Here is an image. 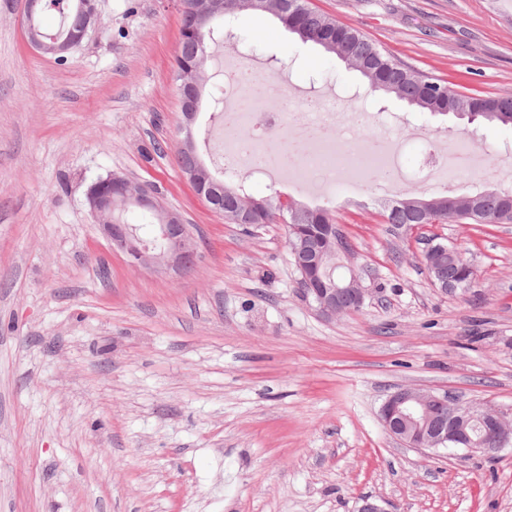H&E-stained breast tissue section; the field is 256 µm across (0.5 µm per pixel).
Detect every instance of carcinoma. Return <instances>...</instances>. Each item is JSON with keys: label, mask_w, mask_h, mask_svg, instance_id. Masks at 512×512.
<instances>
[{"label": "carcinoma", "mask_w": 512, "mask_h": 512, "mask_svg": "<svg viewBox=\"0 0 512 512\" xmlns=\"http://www.w3.org/2000/svg\"><path fill=\"white\" fill-rule=\"evenodd\" d=\"M260 15L274 17L286 30L303 42L324 47L321 40L333 42L337 49L328 51L366 79L370 91H382L422 112L453 114L470 124L500 123L512 126V96H480L443 91L445 82L402 67L383 49L355 29L339 24L333 18L311 6L309 0H261ZM74 0H43V10H55L61 25L47 38H62L78 22ZM249 7L248 0H224V13L216 16L211 29L198 33L189 20H182L181 41L176 57L177 74L196 73L201 76L211 44L223 42L224 32L240 9ZM223 213L229 224H292L295 211L302 212L297 224L301 232L322 242L328 253H334L329 227L336 223L335 214L326 208L304 206L291 198L275 195L240 203L243 189L224 183ZM455 205L454 213L464 224H512V193L481 192L469 196H400L388 202L382 210L387 224H433L448 214V202Z\"/></svg>", "instance_id": "cac0c4a2"}]
</instances>
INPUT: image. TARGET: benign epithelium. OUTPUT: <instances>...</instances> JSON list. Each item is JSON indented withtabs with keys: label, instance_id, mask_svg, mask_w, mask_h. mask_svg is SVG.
I'll return each mask as SVG.
<instances>
[{
	"label": "benign epithelium",
	"instance_id": "1",
	"mask_svg": "<svg viewBox=\"0 0 512 512\" xmlns=\"http://www.w3.org/2000/svg\"><path fill=\"white\" fill-rule=\"evenodd\" d=\"M181 16H194L198 26L204 27L216 15L224 12V0H177ZM41 10V0H25V27L29 46L38 53L64 56L80 46L100 21L97 0H82L80 23L68 38L51 44L35 23ZM112 177L94 183L87 193L90 212L99 217L98 228L112 250L123 254L132 267L180 274L192 267L198 255V245L181 215L164 209V222L154 225L153 236L145 239L130 230L126 224H114L106 213L105 188ZM129 192L124 197L126 206L160 208L155 192L142 183L128 180ZM366 289L355 273L343 277L338 284L327 288H313L306 296L317 311L334 317L349 307L362 308ZM380 421L394 439L419 450L446 449L448 445L480 444L485 450L497 451L512 443V424L492 408L479 410L463 408L446 395L402 388L389 395L380 408ZM478 422L487 427L486 434L475 441L466 427Z\"/></svg>",
	"mask_w": 512,
	"mask_h": 512
}]
</instances>
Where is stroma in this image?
I'll use <instances>...</instances> for the list:
<instances>
[{
  "mask_svg": "<svg viewBox=\"0 0 512 512\" xmlns=\"http://www.w3.org/2000/svg\"><path fill=\"white\" fill-rule=\"evenodd\" d=\"M403 67L452 89L512 95V0H312ZM24 0H0V512H512V446L420 451L379 421L401 388L491 407L512 421V224L383 223L380 175L326 198L280 175L250 197L330 209L368 290L327 319L303 297L281 224H228L177 165L184 137L175 0H100L65 63L30 49ZM251 92L337 98L366 138L382 125L433 147L469 138L484 164L458 195L512 192V129L371 93L361 74L243 12ZM206 84L194 127L212 174L220 139ZM162 144L155 154L153 144ZM150 184L199 245L172 278L129 266L99 235L88 186ZM458 247L470 287L436 288L429 241Z\"/></svg>",
  "mask_w": 512,
  "mask_h": 512,
  "instance_id": "35a3bbf8",
  "label": "stroma"
}]
</instances>
